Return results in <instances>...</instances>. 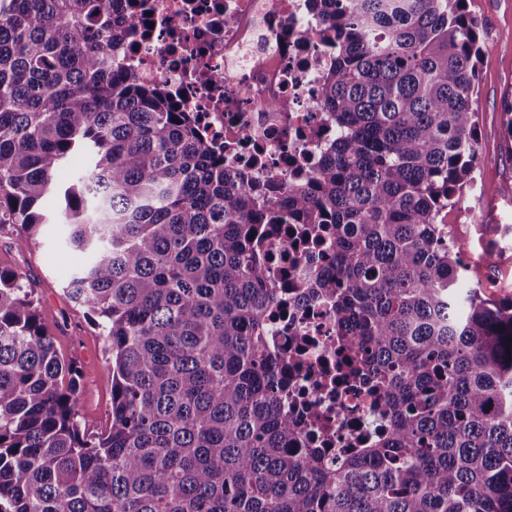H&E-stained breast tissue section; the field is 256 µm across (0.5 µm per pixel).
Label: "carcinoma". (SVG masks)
<instances>
[{"instance_id": "obj_1", "label": "carcinoma", "mask_w": 512, "mask_h": 512, "mask_svg": "<svg viewBox=\"0 0 512 512\" xmlns=\"http://www.w3.org/2000/svg\"><path fill=\"white\" fill-rule=\"evenodd\" d=\"M120 2L0 0V225L28 247L55 198L86 254L63 291L112 370L99 430L26 275L0 267V512H512V302L469 281L444 222L481 162L467 0H314L336 139L286 198L118 68L143 21ZM79 151L91 171L57 183ZM280 224L332 235L335 273L300 297L333 304L336 384L388 422L334 462L292 447L305 423L266 343Z\"/></svg>"}]
</instances>
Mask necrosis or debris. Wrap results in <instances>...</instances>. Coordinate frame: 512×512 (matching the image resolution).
Instances as JSON below:
<instances>
[{"mask_svg":"<svg viewBox=\"0 0 512 512\" xmlns=\"http://www.w3.org/2000/svg\"><path fill=\"white\" fill-rule=\"evenodd\" d=\"M150 16L131 35L123 67L163 84L200 125L224 166L281 187L303 179L336 129L322 87L333 49L311 0H139ZM279 298L267 344L288 363L289 414L305 418L301 447L319 441L328 460L369 440L374 413L362 390L337 389L336 320L330 302H305L295 286L328 271L320 250L288 234L264 242Z\"/></svg>","mask_w":512,"mask_h":512,"instance_id":"4bbe7bcc","label":"necrosis or debris"}]
</instances>
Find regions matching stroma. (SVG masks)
Listing matches in <instances>:
<instances>
[{"instance_id": "obj_1", "label": "stroma", "mask_w": 512, "mask_h": 512, "mask_svg": "<svg viewBox=\"0 0 512 512\" xmlns=\"http://www.w3.org/2000/svg\"><path fill=\"white\" fill-rule=\"evenodd\" d=\"M467 6L480 18L487 45L478 82L483 165L459 207L449 210L447 222L468 245L470 280L482 283L492 299L506 302L512 300V140L503 135L501 114L512 104V0H467ZM42 210L46 220L30 247L18 248L15 229L0 227V266L26 273L57 349L83 369L80 413L101 428L107 421L112 390V373L104 357L106 339L62 292L83 256L67 247V229L54 217V200L45 201ZM493 241L500 249V260L490 267L481 256Z\"/></svg>"}]
</instances>
